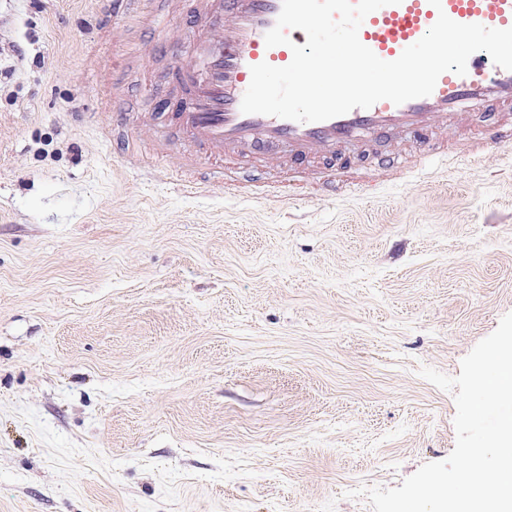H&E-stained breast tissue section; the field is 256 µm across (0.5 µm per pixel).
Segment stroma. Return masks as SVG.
Masks as SVG:
<instances>
[{"instance_id": "obj_1", "label": "stroma", "mask_w": 512, "mask_h": 512, "mask_svg": "<svg viewBox=\"0 0 512 512\" xmlns=\"http://www.w3.org/2000/svg\"><path fill=\"white\" fill-rule=\"evenodd\" d=\"M163 26L0 0V512H372L351 490L455 446L421 368L512 312V148L372 139L333 198L277 155L183 188L202 147L150 130L194 26Z\"/></svg>"}]
</instances>
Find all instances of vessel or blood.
I'll return each instance as SVG.
<instances>
[{
  "mask_svg": "<svg viewBox=\"0 0 512 512\" xmlns=\"http://www.w3.org/2000/svg\"><path fill=\"white\" fill-rule=\"evenodd\" d=\"M282 0H177L175 12L195 20V36L186 59L177 61V100H166L162 118L207 147L206 155L184 156L186 170H205L208 180L223 182L224 163L243 154L283 153L298 162L320 158L326 164L322 185L335 189L342 156L368 139L398 132L435 136L462 124L470 105L512 112V71L473 53L466 75L442 74L430 96L396 105L382 100L321 122L300 123L276 116L245 114L240 109L250 83V68L261 62L282 67L292 60L291 44L307 41L304 31L288 30L290 45L267 47ZM446 14L461 24L512 28V0H400L370 13L360 41L380 59L392 61L419 41Z\"/></svg>",
  "mask_w": 512,
  "mask_h": 512,
  "instance_id": "1",
  "label": "vessel or blood"
}]
</instances>
